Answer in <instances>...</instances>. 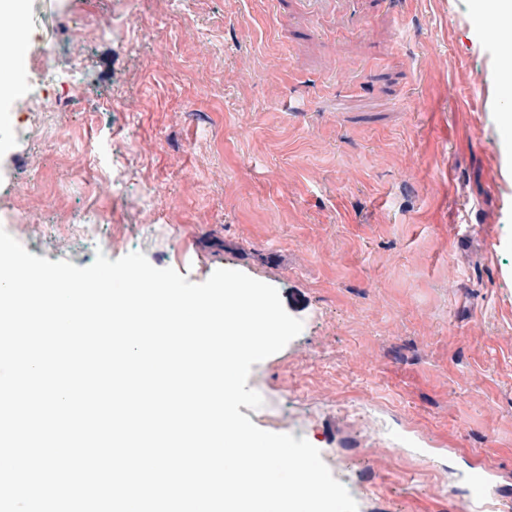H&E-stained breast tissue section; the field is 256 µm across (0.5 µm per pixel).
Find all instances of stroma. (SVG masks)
<instances>
[{"label":"stroma","mask_w":512,"mask_h":512,"mask_svg":"<svg viewBox=\"0 0 512 512\" xmlns=\"http://www.w3.org/2000/svg\"><path fill=\"white\" fill-rule=\"evenodd\" d=\"M477 2L24 0L0 227L274 286L303 329L240 413L318 448L359 512H466L484 458L512 512V100L468 102L501 79Z\"/></svg>","instance_id":"obj_1"}]
</instances>
